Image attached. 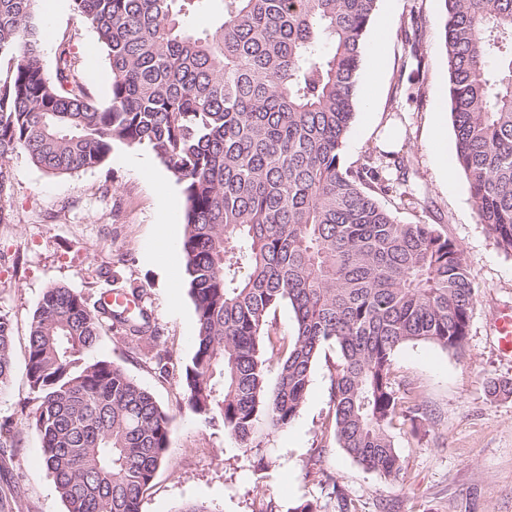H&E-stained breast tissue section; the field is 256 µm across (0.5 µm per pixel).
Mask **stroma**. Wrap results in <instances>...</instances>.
I'll list each match as a JSON object with an SVG mask.
<instances>
[{"instance_id": "obj_1", "label": "stroma", "mask_w": 512, "mask_h": 512, "mask_svg": "<svg viewBox=\"0 0 512 512\" xmlns=\"http://www.w3.org/2000/svg\"><path fill=\"white\" fill-rule=\"evenodd\" d=\"M47 28L42 48L53 72L60 41L70 45L92 96L106 100L112 74L95 32L71 15L66 0H40ZM421 18L424 62L407 65L404 29ZM441 0H378L371 26L383 34L378 70L362 68L360 105L347 136L343 163L358 165L384 151L394 130L395 153L406 165L411 203L381 202L404 224H432L464 250L478 300L463 353L422 341L398 349L397 383L409 385L429 417L416 429L393 430L404 477L389 484L364 471L337 447L330 378L337 354L316 361L308 398L295 421L264 448L243 452L222 427L203 424L186 405L182 376L194 353L196 316L184 274L185 197L182 186L153 153L116 151L108 166L50 175L22 152L11 156L9 187L0 195V315L11 323L14 372L0 392V419L14 423L21 451L0 468V493L19 495L24 512H67L41 456L31 423L34 394L26 374L30 318L46 288L62 285L88 302L111 286L134 290L160 329V343L127 338L103 327L96 355L120 364L153 394L171 417L168 462L157 472L141 512H176L199 502L212 512H292L304 501L324 502L316 473L333 472L358 512H512V396L488 393L492 380L512 381V356L503 355L490 325L512 307V255L496 245L476 216L469 185L456 162L440 166L433 149L432 116H439L447 147H454L447 96L448 66L441 40ZM171 199L170 214L158 205Z\"/></svg>"}]
</instances>
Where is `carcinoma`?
Listing matches in <instances>:
<instances>
[{"mask_svg":"<svg viewBox=\"0 0 512 512\" xmlns=\"http://www.w3.org/2000/svg\"><path fill=\"white\" fill-rule=\"evenodd\" d=\"M112 70L92 98L60 42L42 63L36 0H0V193L17 151L52 175L105 167L114 148H147L182 185L185 276L194 303L189 410L246 452L301 412L313 366L329 348L336 445L396 482L392 429L425 419L413 390H395V351L421 340L464 349L477 303L463 249L433 224H403L379 203L393 191L381 158L342 162L358 109L365 35L378 0H67ZM443 41L456 159L480 223L512 254V0H443ZM411 59L421 67L418 18ZM293 313L277 335L276 310ZM158 340L147 313L91 306L65 286L33 312L27 377L32 424L67 512H141L166 463L171 418L124 368L95 356L104 323ZM276 364L275 379L269 378ZM0 316V392L13 371ZM18 453L0 422V462ZM327 501L293 512H355L330 474Z\"/></svg>","mask_w":512,"mask_h":512,"instance_id":"cac0c4a2","label":"carcinoma"}]
</instances>
